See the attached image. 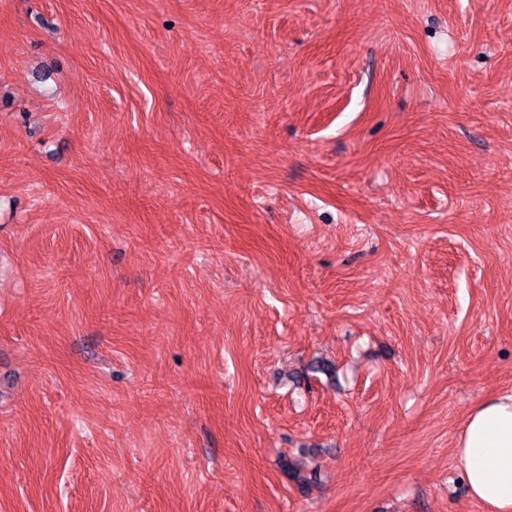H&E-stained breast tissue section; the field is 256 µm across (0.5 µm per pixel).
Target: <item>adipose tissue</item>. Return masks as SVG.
Instances as JSON below:
<instances>
[{
  "mask_svg": "<svg viewBox=\"0 0 512 512\" xmlns=\"http://www.w3.org/2000/svg\"><path fill=\"white\" fill-rule=\"evenodd\" d=\"M456 448L472 497L512 512V393L475 404Z\"/></svg>",
  "mask_w": 512,
  "mask_h": 512,
  "instance_id": "adipose-tissue-1",
  "label": "adipose tissue"
}]
</instances>
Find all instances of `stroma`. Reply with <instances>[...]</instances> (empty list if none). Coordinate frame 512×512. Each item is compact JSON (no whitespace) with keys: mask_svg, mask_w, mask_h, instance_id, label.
<instances>
[{"mask_svg":"<svg viewBox=\"0 0 512 512\" xmlns=\"http://www.w3.org/2000/svg\"><path fill=\"white\" fill-rule=\"evenodd\" d=\"M509 390L512 0H0V512H489ZM456 448L472 497L495 512H511L512 393L475 404Z\"/></svg>","mask_w":512,"mask_h":512,"instance_id":"35a3bbf8","label":"stroma"}]
</instances>
